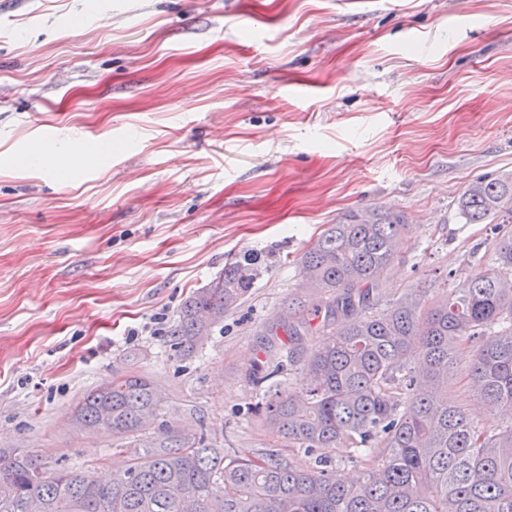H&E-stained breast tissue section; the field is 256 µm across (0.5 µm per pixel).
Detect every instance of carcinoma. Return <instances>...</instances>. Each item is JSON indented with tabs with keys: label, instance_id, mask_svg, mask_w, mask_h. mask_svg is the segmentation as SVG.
I'll list each match as a JSON object with an SVG mask.
<instances>
[{
	"label": "carcinoma",
	"instance_id": "carcinoma-1",
	"mask_svg": "<svg viewBox=\"0 0 512 512\" xmlns=\"http://www.w3.org/2000/svg\"><path fill=\"white\" fill-rule=\"evenodd\" d=\"M457 207L466 223L492 225L495 252L486 274L431 302L408 293L369 311L381 272L399 257L401 213H350L297 259L301 287L319 299L294 298L266 328L288 337L286 363L252 366L251 410L312 463L240 459L217 436L179 428L166 419V390L130 358L69 420L81 434L111 437L125 467L101 482L87 468L0 450V512H512V176L469 182ZM260 273L248 253L194 291L166 331L172 357L192 355L223 326ZM317 318L324 339L308 347ZM462 349L474 410L450 397ZM286 364L299 378L268 394ZM332 448L352 449V481L336 476Z\"/></svg>",
	"mask_w": 512,
	"mask_h": 512
}]
</instances>
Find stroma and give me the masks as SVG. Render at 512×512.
Masks as SVG:
<instances>
[{"instance_id": "1", "label": "stroma", "mask_w": 512, "mask_h": 512, "mask_svg": "<svg viewBox=\"0 0 512 512\" xmlns=\"http://www.w3.org/2000/svg\"><path fill=\"white\" fill-rule=\"evenodd\" d=\"M101 151L59 177L71 144ZM512 175V0H0V448L106 478L70 403L129 354L169 419L305 463L244 413L245 372L299 292L296 257L351 211L401 212L378 307L486 272L456 202ZM275 255L195 357L179 304Z\"/></svg>"}]
</instances>
